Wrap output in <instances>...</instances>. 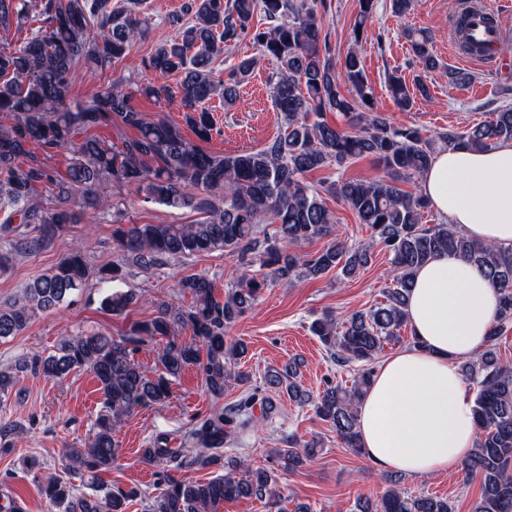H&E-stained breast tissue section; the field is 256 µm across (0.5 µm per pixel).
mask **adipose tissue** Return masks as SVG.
<instances>
[{"mask_svg":"<svg viewBox=\"0 0 512 512\" xmlns=\"http://www.w3.org/2000/svg\"><path fill=\"white\" fill-rule=\"evenodd\" d=\"M421 193L468 237L512 245V142L438 152ZM498 296L483 273L443 253L415 275L406 313L418 346L385 358L359 407L368 461L382 471L456 470L478 436L472 398L457 364L483 345Z\"/></svg>","mask_w":512,"mask_h":512,"instance_id":"obj_1","label":"adipose tissue"}]
</instances>
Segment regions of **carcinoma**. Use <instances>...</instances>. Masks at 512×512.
Masks as SVG:
<instances>
[{"label":"carcinoma","mask_w":512,"mask_h":512,"mask_svg":"<svg viewBox=\"0 0 512 512\" xmlns=\"http://www.w3.org/2000/svg\"><path fill=\"white\" fill-rule=\"evenodd\" d=\"M374 2L359 0L353 46L338 62L321 22L327 0H185L180 12L167 17L175 37L142 57L131 74L144 70L179 77L174 86L148 82L138 91L158 102L178 104L196 136L193 141L181 125L165 117L143 119L124 89L129 77L102 85L89 103L71 102L72 80L79 70L102 75L147 36L151 18L145 15L143 0H128L123 8L112 10L107 9L109 0H0L1 30L36 25L26 38L0 46V112L12 118L0 126V213L5 214L0 219V267L14 253L41 252L74 222L76 203L106 205L109 197L98 196V190L116 186L133 187L147 200L199 214L190 224H127L123 203H112L116 240L140 268L151 270L171 259L222 249L242 260L253 256L264 269L239 275L222 301L208 276H185L177 286L181 294L191 296L189 306L164 304L157 316L135 324L118 340L104 333L67 338L46 357H24L13 368L0 370V398L10 394L19 373L60 380L86 368L99 385L102 407L88 443L63 456L64 470L88 479L91 493L78 492L68 478L48 479L42 493L56 512H127L130 502L140 497L138 489L114 490L99 478L117 462V427L136 408L166 401L171 381L186 368L195 367L217 398L224 396L229 380L249 382L245 372H231L246 354V345L232 343L226 335L270 282L317 278L335 268L352 276L368 265L372 246L349 245L338 237L335 215L305 181L309 172L342 167L362 157L374 158L383 175L332 182L328 191L372 229L375 244L391 255L392 287L386 289L384 301L368 311L342 318L325 313L310 329L334 364L363 363L367 368L349 386L326 380L315 398L297 382V363L269 373L265 388H252L191 432L199 445L191 464L225 470L209 479L172 476L169 468L181 466L178 449L165 447L167 438L158 437L156 448L143 456L145 462L163 466L146 512H220L224 501L245 498L288 512L274 469L251 467L241 459L226 461L219 451L233 431L254 422V407L269 412L272 400L265 390L283 388L293 400L312 405L315 416L333 429L344 447L363 452L358 408L373 376L370 364L386 344L400 340L401 329L408 325L406 306L415 273L442 251L480 268L500 294L483 350L461 364L473 384L478 427L476 447L462 470L480 484L471 512H512V364L497 352L499 337L512 326V246L485 244L451 224H422L428 203L403 189L402 182L423 174L436 150L420 129L396 126L377 111L361 54L363 36L374 21ZM258 12L265 26L254 28ZM472 15V10L458 6L456 39L471 54L495 53L467 33ZM245 38L260 55L279 64L272 98L284 129L261 149L212 153L198 145L220 134L209 103L217 96L224 106L235 105L257 58L243 57L227 72L213 64L224 55V45ZM405 38L423 69L441 68L425 32L409 30ZM387 90L403 111L412 109L415 95L428 94L424 83L416 82L412 90L396 72L388 76ZM326 111L343 114L347 128L327 123ZM118 123L136 128L138 134L119 147L97 137L78 138L92 128ZM439 138L450 148L474 150L512 141V107L494 113L488 122ZM37 147L42 154L35 152ZM54 149L71 153L63 176L47 163ZM39 185L48 188L47 206L34 199ZM266 219L273 228L263 234L260 224ZM322 238L328 242L320 251L301 257L290 251ZM88 275L86 257L77 247L51 273L34 278L22 297L0 308V339L18 335L38 313L58 308ZM131 301V295L116 292L105 297L103 305L120 314ZM180 329L189 331L190 339L176 337ZM158 337L167 342L157 351L149 375L136 354ZM284 444L272 449L273 461L284 472L303 465L314 453L293 435ZM388 481L391 485L376 501L358 502L360 512H453L446 498L410 494L395 485L397 479Z\"/></svg>","instance_id":"1"}]
</instances>
